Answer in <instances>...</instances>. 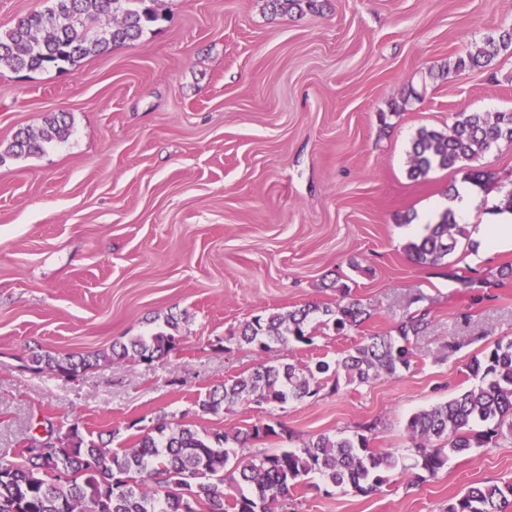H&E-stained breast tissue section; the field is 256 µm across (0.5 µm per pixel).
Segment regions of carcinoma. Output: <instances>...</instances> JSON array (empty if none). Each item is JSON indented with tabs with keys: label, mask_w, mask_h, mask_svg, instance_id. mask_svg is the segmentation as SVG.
<instances>
[{
	"label": "carcinoma",
	"mask_w": 512,
	"mask_h": 512,
	"mask_svg": "<svg viewBox=\"0 0 512 512\" xmlns=\"http://www.w3.org/2000/svg\"><path fill=\"white\" fill-rule=\"evenodd\" d=\"M146 0H53L44 10L20 17L0 34V70L14 73L49 68L64 70L79 60L99 55L109 45L139 39L157 20ZM318 0H267L275 14L317 9ZM512 46V29L489 37L456 57L452 70L490 66ZM69 133L67 113L59 112L37 134L18 131L7 153L33 154ZM501 141L512 143V112H461L446 131L422 127L412 142L408 175L416 180L431 170L457 169L488 154ZM473 185L490 189L492 173L468 172ZM466 227L444 212L426 233L407 245L416 264L438 266L455 252ZM333 307L308 304L287 313L257 315L229 341L249 345L260 354L295 341L313 343V317L321 316L338 335L358 329L370 314L347 300L348 286L337 287ZM170 331L112 345L92 355L36 354L23 361L36 373L75 377L100 360L151 362L174 350L178 323L165 318ZM428 325L427 313L410 315L395 333L362 338L342 356L300 367L288 362L257 365L210 391L199 407L217 413L225 404L250 401L283 406L316 395L320 379L344 377L348 384H370L389 378L414 362L412 338ZM469 371L481 383L414 413L407 423L415 452L409 472L391 451L375 452L362 433L321 434L298 448H280L243 456L238 449L271 436L289 438L282 424L255 425L234 432H199L187 424L157 418L129 448H107L87 439L78 425L60 437L53 429L20 448L13 461L0 462V512H284L295 488L308 476L332 488L355 493L379 492L395 475L411 481L435 477L449 459L489 440L488 434L512 437V341L496 343L474 358ZM475 423L492 425L490 433L473 430ZM512 485L471 486L448 503L446 512H504Z\"/></svg>",
	"instance_id": "carcinoma-1"
}]
</instances>
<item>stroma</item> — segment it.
Masks as SVG:
<instances>
[{
    "mask_svg": "<svg viewBox=\"0 0 512 512\" xmlns=\"http://www.w3.org/2000/svg\"><path fill=\"white\" fill-rule=\"evenodd\" d=\"M161 18L68 72H0V460L46 427L112 447L167 416L200 431L281 422L293 445L367 433L405 464L407 421L475 385L468 365L512 340V250L473 238L504 213L512 143L480 158L500 189L465 171L408 176L420 127L459 112L512 111V48L492 67L448 72L468 47L512 28V0H325L321 12L271 14L266 0H159ZM68 115L65 140L14 156L17 130ZM481 200L448 264L412 263L423 218ZM484 279L466 289L451 272ZM347 284L370 314L361 332L317 326L278 359L336 358L360 333L431 323L410 369L366 385L325 382L284 408L247 402L202 412L210 389L260 361L226 347L253 316L330 304ZM179 322L175 350L102 361L67 380L24 368L31 351L88 354ZM460 345L448 355L443 345ZM512 485V439L453 456L439 475L395 478L360 496L305 487L295 512H444L474 485Z\"/></svg>",
    "mask_w": 512,
    "mask_h": 512,
    "instance_id": "35a3bbf8",
    "label": "stroma"
}]
</instances>
